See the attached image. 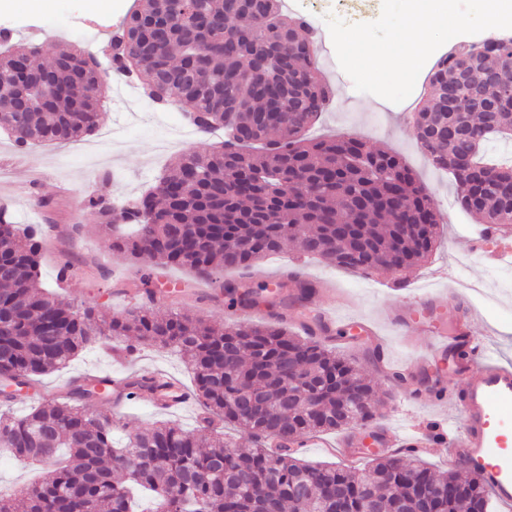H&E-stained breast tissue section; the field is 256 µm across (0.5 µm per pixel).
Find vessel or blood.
Segmentation results:
<instances>
[{
    "label": "vessel or blood",
    "mask_w": 512,
    "mask_h": 512,
    "mask_svg": "<svg viewBox=\"0 0 512 512\" xmlns=\"http://www.w3.org/2000/svg\"><path fill=\"white\" fill-rule=\"evenodd\" d=\"M471 254L490 266L512 265V226L483 225L468 241ZM474 316L465 304L449 306L448 295L429 291L415 296L408 307L392 317L393 327L402 335L428 336L429 354L438 358L456 356L457 387L434 396L437 407L462 417L454 431L427 434L422 431L397 436L387 428H374L371 435L353 430L337 442L349 450L374 445L388 452L404 448H449L452 455L475 472L496 499L512 506V367L496 362L485 348L482 337L472 330ZM387 374L398 373L400 384L410 400H417L414 366L409 362H387Z\"/></svg>",
    "instance_id": "vessel-or-blood-1"
}]
</instances>
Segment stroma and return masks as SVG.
<instances>
[{
	"label": "stroma",
	"instance_id": "obj_1",
	"mask_svg": "<svg viewBox=\"0 0 512 512\" xmlns=\"http://www.w3.org/2000/svg\"><path fill=\"white\" fill-rule=\"evenodd\" d=\"M97 2L93 8L87 0H51L44 11L36 13L29 0H14L13 10L0 14V48L18 42L33 43L40 46L39 59L45 62L60 49L75 44L72 29L91 24L97 27L98 35L88 48L93 52L103 50L121 30L133 0ZM284 4L294 15L316 16L314 29L325 47L332 43L325 16L333 14L350 23H367L377 20L383 8V0H284ZM320 65L332 82L334 94L312 128V135H351L370 147L398 152L434 200L440 216L437 245L419 266L398 273L379 269L365 276L303 257L289 244L278 256L259 262L247 272H225L224 279L255 287L278 280L286 265L297 264L303 280L315 287L310 298L312 310L333 303L344 317L370 321L383 337L391 358L412 362L417 378L426 386L418 403H407L386 376L372 348L346 337L333 339L332 347L341 355L358 360L386 396V408L377 412L374 424L384 422L385 411L390 407L396 410L394 423L401 427L443 419V411L432 402V393L455 385L453 359L434 363L424 354L426 337L406 340L393 328L389 314L400 309L413 291L468 289V299L476 312L475 335L487 338L489 350L498 362L512 365V266L487 268L469 253L466 236L473 229L474 220L457 207L452 177L428 164L414 138L409 113L377 106L376 95L357 91L348 75H337L328 55H321ZM121 81L116 74L107 80L99 129L104 132L123 128V143L118 150L103 155L96 165H89L85 157L87 139L65 145H39L21 152L0 132V206L13 212L18 223L41 225L46 244L40 268L44 283L54 284L60 266L70 263L63 297L118 317L137 307L136 293L147 274L154 292L160 296L152 304L155 312L179 310L218 326L231 324L232 319L225 312L227 297L218 285L208 284L182 268L129 261L113 251L111 238L97 228L96 215L83 207L89 193L106 198L139 195L174 157L173 152L157 151L162 128L128 122L125 108L116 98ZM38 195L56 201V209L43 212L34 203ZM158 371L184 386L192 384L188 365L177 354L146 347L135 361L127 362L107 344L42 376L36 386L17 396L13 410L18 414L27 412L42 397L60 392L73 379L88 374L126 376ZM98 408L118 422L115 439L119 442L166 418L189 429L197 426L198 406L193 401L173 413L144 401L128 403L118 410L106 398L99 401Z\"/></svg>",
	"mask_w": 512,
	"mask_h": 512
}]
</instances>
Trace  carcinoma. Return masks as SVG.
<instances>
[{
	"instance_id": "cac0c4a2",
	"label": "carcinoma",
	"mask_w": 512,
	"mask_h": 512,
	"mask_svg": "<svg viewBox=\"0 0 512 512\" xmlns=\"http://www.w3.org/2000/svg\"><path fill=\"white\" fill-rule=\"evenodd\" d=\"M135 0L123 32L112 39V70L138 71L163 87L162 103L202 118L197 130L222 129L219 148L181 154L145 196L140 210L115 198L85 197L112 247L134 260L213 276L244 270L282 252L285 243L354 273L424 262L439 216L427 189L396 153L355 137L307 138L306 129L333 94L319 66L314 31L282 12L281 0H257L232 14L226 0ZM23 54L39 80L49 79L48 108L14 111L11 71ZM86 51L61 49L33 60L22 43L0 57V130L19 148L76 141L99 127L106 78L85 68ZM416 113L415 139L431 165L458 187L457 204L479 224H512V167L484 161L493 136L512 137V46L485 40L470 56L457 43L431 68ZM457 90L464 108L444 112L440 92ZM39 242L0 209V450L42 466V480L5 497L0 512H131V491L153 495L154 512H490L478 477L438 474L421 461L371 454L369 467L309 465L291 453L304 434L336 431L371 418L374 380L348 358L284 326L239 322L223 329L181 312L157 316L140 306L105 319L93 307L59 298L38 277ZM290 286L302 303L313 293ZM243 307L276 298L224 284ZM125 349L150 345L184 355L200 404L205 438L174 421L136 433L117 448L115 422L95 408L112 387L95 379L24 415L6 409L36 377L65 367L110 338ZM174 379L129 378L130 394L165 395ZM258 404L245 411L244 400ZM233 427L252 448L221 437Z\"/></svg>"
}]
</instances>
